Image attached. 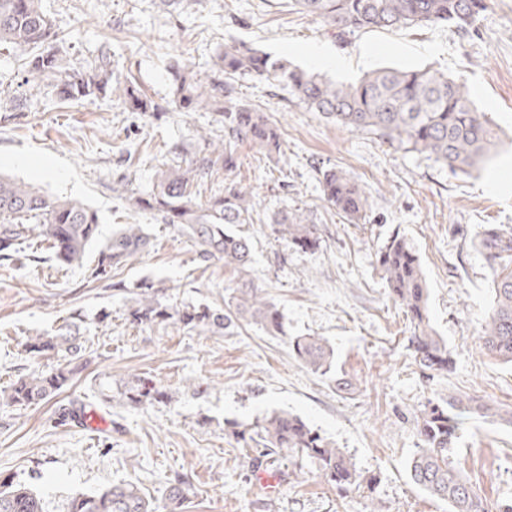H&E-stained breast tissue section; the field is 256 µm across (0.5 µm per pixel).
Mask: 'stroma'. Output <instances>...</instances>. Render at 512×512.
<instances>
[{
  "instance_id": "stroma-1",
  "label": "stroma",
  "mask_w": 512,
  "mask_h": 512,
  "mask_svg": "<svg viewBox=\"0 0 512 512\" xmlns=\"http://www.w3.org/2000/svg\"><path fill=\"white\" fill-rule=\"evenodd\" d=\"M67 60L81 65L108 54L112 68L133 75L155 101L170 100L173 71L190 65L209 81L225 43L244 42L341 82L383 67L430 68L466 78L476 106L492 121L498 146L469 174L426 156L353 132L293 101L285 83L235 78L238 97L265 113L282 134L267 155L238 144L233 177L252 193L257 220L237 233L250 239L251 277L282 314V329L250 324L205 336L128 319V289L151 279L171 303L223 306L238 275L215 258L201 261L192 243L132 196L151 190L155 173L199 156L204 138L224 139V120L209 110L160 114L129 111L112 97L63 103L50 85L24 84L23 52L0 60V173L44 195L97 210L100 239L123 224L150 236L142 253L108 277L56 262L46 243L28 238L0 261V390L50 361L25 350L28 338L61 327L81 312L93 361L51 402L0 406V474L28 483L48 512H66L69 497L122 482L164 501L184 488L182 512H448L416 487L408 464L421 447L414 419L428 400L452 393L512 411V365L483 353L480 319L492 275L474 241L484 226L512 229V0L490 8L468 33L452 24L365 29L343 36L288 0H199L184 8L165 0H42ZM333 63L314 67L308 46ZM347 173L366 191L370 209L354 224L323 199L321 173ZM124 191H116L118 176ZM308 214L320 242L299 249L273 233L266 218L280 208ZM415 249L429 288L430 321L447 342L453 365L425 372L409 347V318L388 291L377 252L392 233ZM320 336L335 353L327 373L295 356L291 341ZM153 379L164 402L133 408L105 397L106 380ZM351 387L339 389L338 379ZM207 384L197 394L191 381ZM78 398L98 413L96 429L62 423L59 408ZM275 410L301 417L341 448L362 476L339 491L318 469L295 460L263 459L274 489L247 466L256 449L235 431ZM488 505L512 500V426L471 419L449 453Z\"/></svg>"
}]
</instances>
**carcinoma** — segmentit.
Segmentation results:
<instances>
[{
    "label": "carcinoma",
    "instance_id": "1",
    "mask_svg": "<svg viewBox=\"0 0 512 512\" xmlns=\"http://www.w3.org/2000/svg\"><path fill=\"white\" fill-rule=\"evenodd\" d=\"M306 13L320 18L339 34L360 29L399 28L451 23L468 32L487 11V0H293ZM28 53L24 82L39 84L60 79L63 102L112 94L133 112L159 113L164 107L142 93L132 82L112 71L108 55L86 66L67 63L49 17L39 0H0V49ZM288 83L294 98L313 112L356 132H368L407 152L426 154L453 173L480 168L491 154L494 133L485 113L478 111L468 83L430 68L384 67L356 83L343 84L317 73L292 68L288 63L244 43L224 45L214 78L203 85L192 68L174 73L171 104L181 110L208 108L224 118V145L187 166L159 170L151 192L135 198L138 209L160 216L164 223L188 238L206 262L224 259V266L239 274L235 295L224 308L209 305L172 306L162 300L153 282L143 281L132 291L128 308L133 324H172L198 334L221 335L242 323L281 328L277 306L250 278L252 245L236 233L238 224L253 223L250 192L230 178L238 166L235 147L248 142L269 153L278 152L280 130L262 113L236 97L237 75ZM224 173V188L199 203L195 187L204 179ZM324 199L358 222L370 208L362 186L343 173L322 172ZM273 232L302 249L318 245L316 224L303 212L282 209L270 217ZM97 211L71 199H50L33 186L0 176V260L17 253L20 242L36 236L48 244L56 260L83 265L88 247L98 239ZM149 236L140 224H126L107 238L98 250L92 276L99 279L112 268L147 247ZM479 246L493 273L491 308L481 322L482 348L491 356L512 363V232L490 225L480 233ZM378 265L392 299L410 318V338L415 361L424 371L447 372L453 365L448 343L436 335L428 313V287L420 261L407 240L397 234L378 251ZM29 351L58 360L49 373L32 372L0 395V404L32 407L55 398L86 365L87 339L71 323L56 333L31 337ZM296 357L311 371L331 368L334 350L326 340L297 337ZM123 396L132 407L166 400V392L150 378L123 384ZM498 417L512 424V412L501 413L493 403L453 394L428 401L416 415L423 442L408 465L410 480L428 494L448 502L449 512H490L479 490L460 470L450 465L448 450L472 417ZM242 447L263 446L266 455H290L315 464L321 475L340 490L359 483L355 464L341 449L313 431L300 417L274 411L254 429L237 433ZM134 483L114 485L71 499L68 512H161ZM0 512H46L37 493L10 476L0 477Z\"/></svg>",
    "mask_w": 512,
    "mask_h": 512
}]
</instances>
